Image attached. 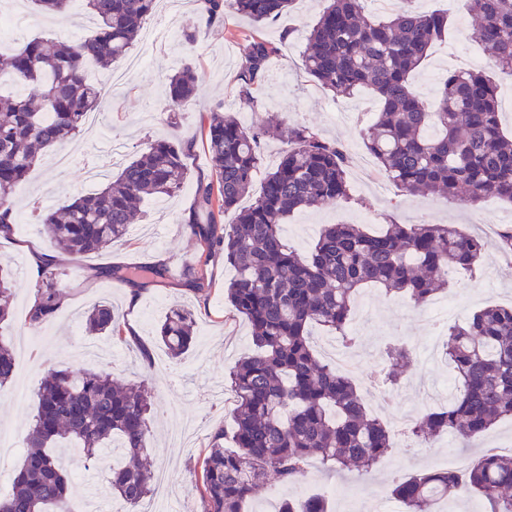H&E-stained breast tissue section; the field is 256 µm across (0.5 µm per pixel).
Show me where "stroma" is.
<instances>
[{"label":"stroma","mask_w":512,"mask_h":512,"mask_svg":"<svg viewBox=\"0 0 512 512\" xmlns=\"http://www.w3.org/2000/svg\"><path fill=\"white\" fill-rule=\"evenodd\" d=\"M326 0H297L290 12L277 20L253 24L234 14L222 22L200 26L194 43H187L183 30L195 19L190 0H161L144 25L126 57L102 68L88 65L87 75L101 91L95 122L86 124L67 144L44 150L19 187L14 199L17 226L9 242L0 244V260L14 274L12 314L0 323V341L20 349L22 340H32L24 364L18 365L12 386L0 389V431L12 434L24 445L37 408L41 377L49 368L106 371L130 382L148 380L156 410L151 421L154 446L148 456L152 471H164V487L144 499L140 512H197L201 462L208 451L211 433L223 428L225 447H232L234 404L225 383L229 369L253 348L248 325L229 317L224 304V285L235 271L216 256L204 271L203 286L191 283L179 269L191 259L199 244L191 225L182 221L193 203L198 177L211 172L209 153L201 128L209 110L222 106L237 113L247 125L260 123L274 112L288 122L307 124L327 140L341 144L348 159L347 174L353 200L296 214L281 232L299 252L313 246L325 224H359L368 232L384 231L387 225L460 224L474 231L479 220L497 213L512 225V204L490 197L480 207L460 199L428 194L404 196L377 170L375 159L362 142L367 117L380 108L374 93L360 89L347 98L333 97L309 77L301 66L306 37ZM419 8L451 11L453 26L414 72L412 85L426 101H434L448 70L470 66L493 71L494 66L476 42L475 18L456 10L453 0H417ZM0 15L14 16L18 24L12 37L0 43V59H7L35 37L72 40L96 29L81 4H73L63 16L35 13L30 0H0ZM253 33L282 42V56L272 65L258 97V107L239 100L235 75L245 47L244 37ZM193 66L201 91L198 100L181 108L176 124L163 119L167 106V82L175 70ZM193 140L186 155L189 176L181 190L165 204L147 201L134 218L126 241L88 255L73 265L70 255L55 248L40 224V217L61 200L65 192L92 193L102 179L117 174L123 164L151 142ZM55 253L50 269L63 293L54 321L41 327L28 323V311L37 294V273L31 267L36 254ZM164 261L172 271L163 279L142 285L137 304L125 300L122 281L104 276L107 268L149 265ZM459 309L455 322L486 305L512 303V255L489 244L479 268L462 275L451 289ZM112 304L123 328L133 332L129 343L113 342L108 336H90L84 331L86 312L95 304ZM193 310L196 341L180 359H171L157 337V328L174 304ZM355 311H366L364 320H350L355 338L352 353L358 388L386 383L391 369L385 349L402 344L419 353L434 336L432 327L420 322L408 298L388 296L366 286L360 291ZM451 364L411 365L396 390L401 400L379 404L374 414L391 423L401 409L415 414L426 410L428 387L452 374ZM392 448L366 474L330 471L312 463L304 485L268 482L249 501L246 512H271L282 499L324 494L329 512H353L357 492L367 499L389 500L390 477H407L432 468H456L457 457L475 461L485 448L494 447L512 455V419L500 421L488 436L470 440L447 433L431 447L408 449L403 433L392 432ZM109 466L101 464L86 476L70 478V495L76 512H85L89 502L110 500Z\"/></svg>","instance_id":"35a3bbf8"}]
</instances>
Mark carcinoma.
Wrapping results in <instances>:
<instances>
[{
  "mask_svg": "<svg viewBox=\"0 0 512 512\" xmlns=\"http://www.w3.org/2000/svg\"><path fill=\"white\" fill-rule=\"evenodd\" d=\"M73 0H32L45 15H63ZM96 31L76 42L35 37L8 58L5 75L21 93L0 96V225L14 223L12 197L40 150L78 134L97 109L100 93L89 81V61L107 67L126 56L157 0H83ZM195 22L183 31L192 43L200 24L236 13L255 23L273 19L295 0H196ZM364 0H329L307 36L306 73L323 88L348 97L368 88L381 108L364 129L363 143L379 170L408 195L430 192L478 204L488 197L512 203V137L500 127L496 79L481 70H452L429 105L414 90L412 73L450 26L446 11H420L401 0L388 19L363 12ZM478 25L475 38L500 76L512 77V0H465ZM281 43L246 37L236 91L257 102L270 62ZM196 71L186 66L168 80L165 121L198 95ZM278 125L287 148L268 173L254 202L239 207L261 166L265 124ZM202 136L211 174L197 179L192 209L201 252L185 266L194 275L221 251L235 269L224 289L229 315L251 328V353L228 374L234 408V448L224 429L210 437L201 466L200 512H243L272 477L294 483L316 459L330 469L369 472L391 448L387 427L371 417L352 379L320 360L311 345L319 326L351 342L348 324L360 288L372 283L387 294L427 306L461 271L476 269L487 240L457 224H391L370 234L357 224H326L313 248L302 254L281 234L292 214L351 199L346 162L336 143L314 128L269 115L246 127L231 113L210 110ZM194 142L157 140L127 163L115 181L90 195L67 198L41 219L49 239L79 263L129 232L146 199L174 195L188 177L184 156ZM236 221L217 236L224 213ZM12 273L0 268V322L10 316ZM61 291L52 280L37 284L28 322L53 320ZM193 314L169 311L159 329L170 356L180 358L193 342ZM86 328L128 342L112 304L88 311ZM445 357L455 372L456 394L448 406L427 413L409 431L420 444L444 433L481 435L512 418V306L489 305L448 328ZM16 374V357L0 344V387ZM154 396L144 386H122L106 372L50 369L41 379L28 450L0 512H72L70 475L54 451L69 444L90 470L113 458L112 495L137 507L151 492L153 474L142 460L151 447ZM404 512H430L440 500L475 493L490 512H512V456L484 452L462 471L434 469L389 484ZM275 512H328L323 495L285 499Z\"/></svg>",
  "mask_w": 512,
  "mask_h": 512,
  "instance_id": "1",
  "label": "carcinoma"
}]
</instances>
